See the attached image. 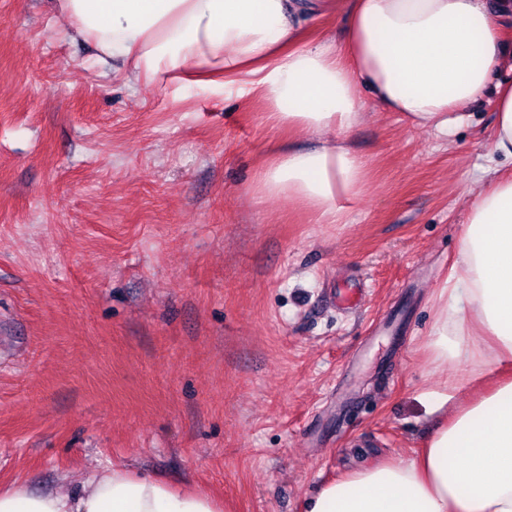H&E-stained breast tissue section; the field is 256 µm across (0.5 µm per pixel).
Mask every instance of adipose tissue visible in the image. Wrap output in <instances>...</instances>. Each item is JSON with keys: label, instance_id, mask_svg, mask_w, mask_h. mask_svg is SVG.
I'll return each mask as SVG.
<instances>
[{"label": "adipose tissue", "instance_id": "obj_1", "mask_svg": "<svg viewBox=\"0 0 512 512\" xmlns=\"http://www.w3.org/2000/svg\"><path fill=\"white\" fill-rule=\"evenodd\" d=\"M97 64L134 80L229 77L254 91L271 123L314 138L280 143L257 171V197H284L319 224H339L368 185L350 135L361 96L409 125L447 135L486 91L495 114L486 178L471 195L459 248L438 290L428 366L465 374L431 395L434 432L405 463L381 462L326 482L306 512H512V57L499 46L512 0H56ZM343 18L336 49L306 43V24ZM466 401H458L462 387ZM0 512H222L116 464L68 493L0 490Z\"/></svg>", "mask_w": 512, "mask_h": 512}]
</instances>
